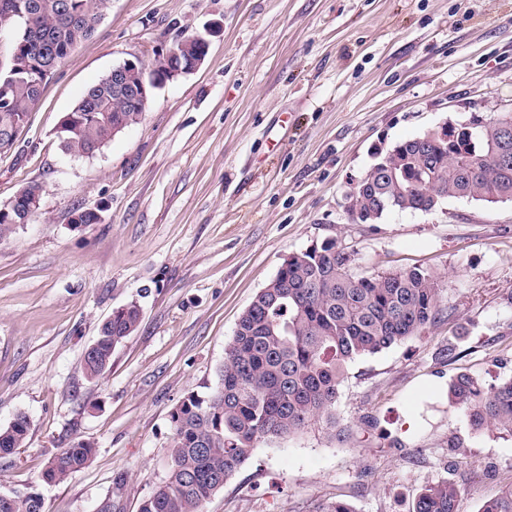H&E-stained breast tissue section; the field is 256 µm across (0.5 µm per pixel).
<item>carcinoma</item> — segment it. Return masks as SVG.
<instances>
[{"label":"carcinoma","instance_id":"cac0c4a2","mask_svg":"<svg viewBox=\"0 0 512 512\" xmlns=\"http://www.w3.org/2000/svg\"><path fill=\"white\" fill-rule=\"evenodd\" d=\"M110 0H0V22L17 20L21 29L0 65V132L25 123L41 90L35 68L59 66L81 41L91 37ZM180 66L190 69L208 52L202 35L177 46ZM156 80L163 68L138 71L134 83ZM72 128L60 141L63 151L80 154L92 144H106L112 130L138 123L144 104L128 90L101 78L72 108ZM501 112L489 119L470 118V126L440 147L412 140L397 143L388 159L390 171L366 173L357 196L360 209L385 214L428 210L432 195L470 198L488 203L512 199V127L505 130ZM39 190L31 182L0 214V237L13 224L33 217L29 197ZM353 254L328 238L295 253L253 298L240 316L224 349L212 391L187 394L173 408L172 443L166 480L141 503L139 512H203L204 505L249 460L257 444L303 432L322 423L342 438L335 405L348 366L417 335L440 315L442 283L420 268L371 275L353 271ZM141 310L129 304L112 311L99 336L83 356L90 380L112 367L116 347L138 328ZM449 402L464 412L471 428L494 427L512 435V376L496 384L460 373L448 385ZM29 417L19 413L0 427V454L26 445ZM95 448L81 441L59 449L41 472L47 484H61L84 469ZM460 490L453 482L426 486L409 512H459ZM0 512H46L34 491L0 492ZM479 512H512V485L486 500Z\"/></svg>","mask_w":512,"mask_h":512}]
</instances>
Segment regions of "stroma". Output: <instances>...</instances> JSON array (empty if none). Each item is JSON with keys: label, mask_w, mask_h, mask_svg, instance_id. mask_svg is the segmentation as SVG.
I'll use <instances>...</instances> for the list:
<instances>
[{"label": "stroma", "mask_w": 512, "mask_h": 512, "mask_svg": "<svg viewBox=\"0 0 512 512\" xmlns=\"http://www.w3.org/2000/svg\"><path fill=\"white\" fill-rule=\"evenodd\" d=\"M198 33L204 62L155 90L139 123L95 156L61 150L60 120L90 85ZM510 111L512 0H111L0 155V205L43 186L38 213L0 238V427L31 421L26 446L0 458V491L95 512L117 489L138 512L167 476L173 408L213 389L284 259L335 237L355 273L439 274L443 316L349 366L345 438L317 424L259 443L204 512H409L446 480L460 512H478L512 483V435L473 431L447 385L512 376V201L451 198L375 224L350 223L345 204L376 148ZM82 210L99 222L77 223ZM131 302L137 331L86 379L85 349ZM78 440L96 450L88 466L40 482Z\"/></svg>", "instance_id": "obj_1"}]
</instances>
